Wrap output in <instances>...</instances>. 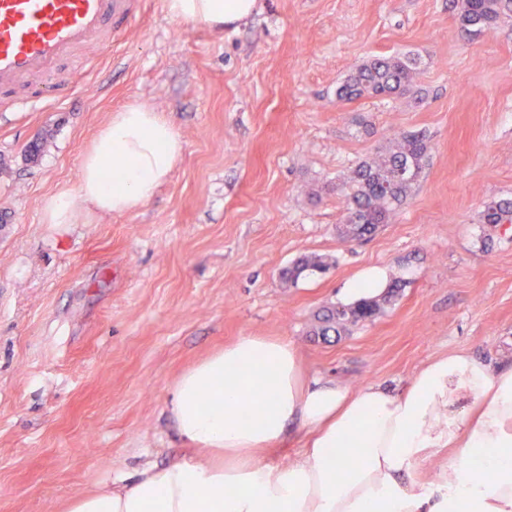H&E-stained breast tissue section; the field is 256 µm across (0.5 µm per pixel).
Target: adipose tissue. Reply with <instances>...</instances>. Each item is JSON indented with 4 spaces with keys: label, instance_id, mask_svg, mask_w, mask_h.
<instances>
[{
    "label": "adipose tissue",
    "instance_id": "ef3b65f1",
    "mask_svg": "<svg viewBox=\"0 0 512 512\" xmlns=\"http://www.w3.org/2000/svg\"><path fill=\"white\" fill-rule=\"evenodd\" d=\"M167 14L214 32L249 18L257 0H164ZM182 154L172 123L131 105L84 153L79 189L46 205L50 224L76 213L143 206ZM258 392L251 420L241 397ZM210 406L200 410L201 395ZM169 409L185 453L137 478L114 480L69 512H512V367L466 352L423 365L402 391L306 379L288 342L242 336L184 371ZM304 436L291 463L257 462L290 426ZM433 448L456 461L424 485L412 471Z\"/></svg>",
    "mask_w": 512,
    "mask_h": 512
}]
</instances>
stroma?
Listing matches in <instances>:
<instances>
[{
  "label": "stroma",
  "mask_w": 512,
  "mask_h": 512,
  "mask_svg": "<svg viewBox=\"0 0 512 512\" xmlns=\"http://www.w3.org/2000/svg\"><path fill=\"white\" fill-rule=\"evenodd\" d=\"M218 34L134 0L127 35L65 60L76 93L14 112L0 94V512H69L75 498L183 452L167 406L187 368L242 336L286 340L308 375L402 390L465 350L512 366V18L461 32L453 0H258ZM417 58L418 96L338 101L374 57ZM129 104L170 118L180 163L140 209L49 224L83 154ZM424 134L412 195L369 239L342 241L335 185L387 139ZM41 141L37 157L26 149ZM330 190L320 202L309 194ZM331 259L296 283L282 271ZM398 285L374 321L311 336L352 285ZM331 263L327 257L320 255L304 256L293 263L282 272V278L285 282L295 283L305 272H324L330 267Z\"/></svg>",
  "instance_id": "35a3bbf8"
}]
</instances>
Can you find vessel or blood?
I'll list each match as a JSON object with an SVG mask.
<instances>
[{"instance_id":"vessel-or-blood-1","label":"vessel or blood","mask_w":512,"mask_h":512,"mask_svg":"<svg viewBox=\"0 0 512 512\" xmlns=\"http://www.w3.org/2000/svg\"><path fill=\"white\" fill-rule=\"evenodd\" d=\"M131 0H0V91L46 81L45 95L15 102L17 112L41 110L57 87L61 62L112 43L113 24L131 22Z\"/></svg>"}]
</instances>
